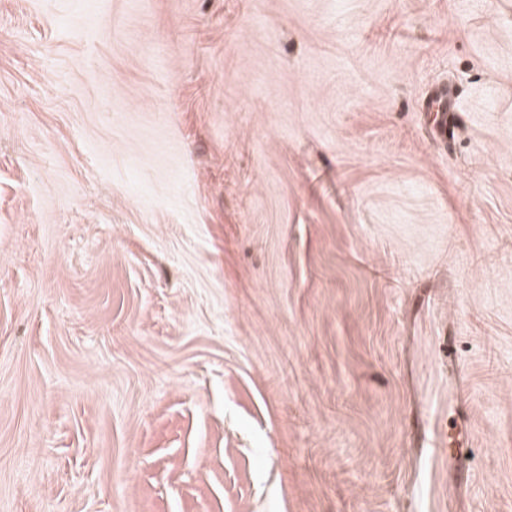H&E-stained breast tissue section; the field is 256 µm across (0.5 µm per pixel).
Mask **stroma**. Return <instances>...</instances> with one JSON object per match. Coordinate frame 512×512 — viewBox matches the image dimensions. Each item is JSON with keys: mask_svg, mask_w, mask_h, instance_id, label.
I'll return each mask as SVG.
<instances>
[{"mask_svg": "<svg viewBox=\"0 0 512 512\" xmlns=\"http://www.w3.org/2000/svg\"><path fill=\"white\" fill-rule=\"evenodd\" d=\"M0 512H512V0H0ZM430 106L436 109V112H441V121L438 130L441 133H446L448 127V113L447 112H460L459 103L456 99V93L451 87H448V92L442 90L436 93L430 100Z\"/></svg>", "mask_w": 512, "mask_h": 512, "instance_id": "obj_1", "label": "stroma"}]
</instances>
